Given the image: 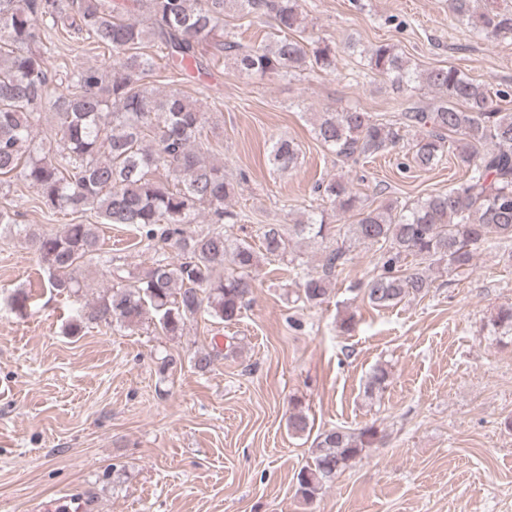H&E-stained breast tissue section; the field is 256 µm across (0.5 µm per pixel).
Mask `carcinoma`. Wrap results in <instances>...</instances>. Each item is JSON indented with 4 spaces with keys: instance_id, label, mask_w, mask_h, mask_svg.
I'll list each match as a JSON object with an SVG mask.
<instances>
[{
    "instance_id": "cac0c4a2",
    "label": "carcinoma",
    "mask_w": 512,
    "mask_h": 512,
    "mask_svg": "<svg viewBox=\"0 0 512 512\" xmlns=\"http://www.w3.org/2000/svg\"><path fill=\"white\" fill-rule=\"evenodd\" d=\"M229 8L242 17L265 18L276 30L250 49L230 38L219 44L240 73L292 77L309 68H336L335 47L319 42L309 49L296 38L306 27L300 0H0V185L20 177L37 187L48 211L92 210L104 224L133 225L156 254L151 266L134 274L103 254L96 224H68L60 234H47L0 208V238L24 240L56 291L84 287L86 264L106 268L111 285L76 310L71 332L89 323L130 328L150 319L164 335L181 336L200 312L231 323L252 293L260 259L287 260L295 239L338 241L325 252L321 271L302 276V295L311 306L329 295L333 277L350 260L352 241L375 249V274L363 292L378 307L428 291L431 279L420 263L466 270L477 252L512 245V113L499 105L512 90L493 91L453 65L422 68L389 43L364 51L367 66L396 88L428 90L432 107L408 106L395 120L357 108L322 112L313 127L316 139L337 157L357 162L389 151L403 139L402 130L413 128L419 132L414 165L430 170L448 154L464 180L414 203L370 209L349 182L335 178L315 191L334 211L354 214V223L332 225L321 210L286 229L263 225L257 247L228 235L224 225L240 221V213L228 208L237 183L209 155L206 113L177 89L160 95L146 86L157 63L140 49L161 43L164 68L181 70L224 26ZM448 8L488 41L512 34V10L483 0H448ZM51 32L84 33L121 57L120 64L65 72L66 92L51 100ZM46 107L54 116V138L37 154L33 131ZM300 152L299 144L278 139L268 162L286 171ZM159 170L162 176L151 177ZM203 211L216 228L195 235L188 226ZM169 250L177 261H168ZM491 325L511 333L512 304L500 306ZM218 355L215 349L196 350L194 368L208 372ZM288 430H312L299 400ZM383 438L374 423L317 433L313 459L296 475V494L315 500L349 461Z\"/></svg>"
}]
</instances>
